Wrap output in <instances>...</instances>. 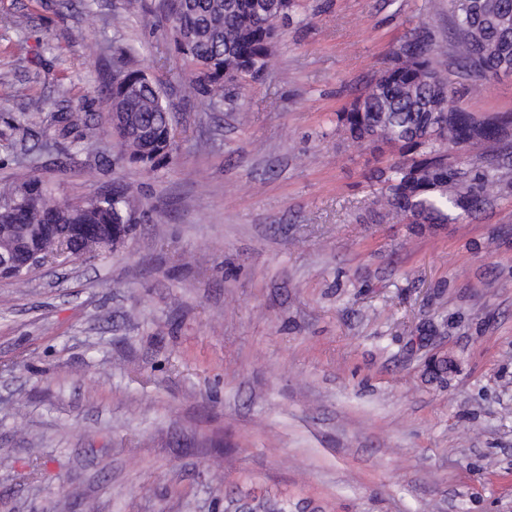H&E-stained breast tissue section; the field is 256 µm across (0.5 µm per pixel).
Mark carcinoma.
Returning <instances> with one entry per match:
<instances>
[{"label":"carcinoma","instance_id":"cac0c4a2","mask_svg":"<svg viewBox=\"0 0 512 512\" xmlns=\"http://www.w3.org/2000/svg\"><path fill=\"white\" fill-rule=\"evenodd\" d=\"M293 0H170L172 33L180 54L193 66L189 93L217 110L224 103V76L259 80L267 70L278 23L290 22ZM448 66L480 87L488 73L512 71V0H448ZM433 37L418 27L392 53L389 65L336 113V125L360 144L382 142L398 149L400 159L378 170L377 201L401 212L412 230L424 224H448L470 218L492 202L512 164V150L463 158L458 145L500 143L512 117L478 116L456 104L448 81L430 67ZM123 85L106 87L119 112L135 116L139 134L127 131L121 157L146 170L155 169L176 151L171 113L156 83L140 70L125 71ZM74 115L61 109L47 129L65 132ZM138 210L123 190L80 199L67 208L55 205L51 189L37 175L0 182V234L17 224L32 232V246L42 260L67 254L99 256L112 251V225L125 224ZM90 224L91 234L79 227ZM251 512H288L287 504L254 498Z\"/></svg>","mask_w":512,"mask_h":512}]
</instances>
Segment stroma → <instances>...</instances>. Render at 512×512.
<instances>
[{
	"mask_svg": "<svg viewBox=\"0 0 512 512\" xmlns=\"http://www.w3.org/2000/svg\"><path fill=\"white\" fill-rule=\"evenodd\" d=\"M164 3L0 0L28 17L0 26V179L60 103L108 126L123 67L165 91L177 144L146 171L73 127L38 161L59 201L122 188L142 217L110 255L0 279V512H512V172L416 234L375 203L392 153L335 123L420 23L447 74L448 0H295L218 112L185 92ZM451 84L512 113V72Z\"/></svg>",
	"mask_w": 512,
	"mask_h": 512,
	"instance_id": "35a3bbf8",
	"label": "stroma"
}]
</instances>
